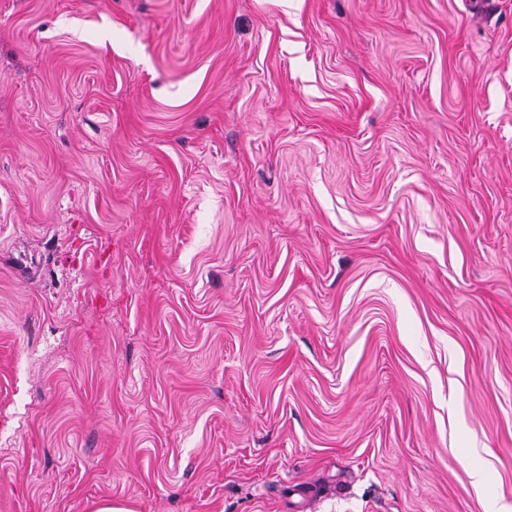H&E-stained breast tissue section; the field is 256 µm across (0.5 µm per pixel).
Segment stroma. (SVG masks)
Returning <instances> with one entry per match:
<instances>
[{
    "instance_id": "35a3bbf8",
    "label": "stroma",
    "mask_w": 512,
    "mask_h": 512,
    "mask_svg": "<svg viewBox=\"0 0 512 512\" xmlns=\"http://www.w3.org/2000/svg\"><path fill=\"white\" fill-rule=\"evenodd\" d=\"M512 505V0H0V512Z\"/></svg>"
}]
</instances>
